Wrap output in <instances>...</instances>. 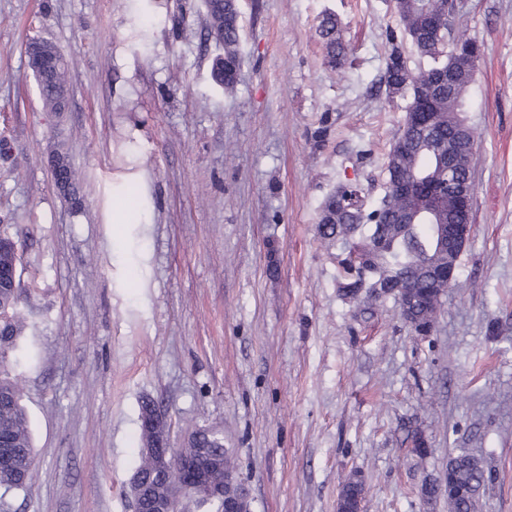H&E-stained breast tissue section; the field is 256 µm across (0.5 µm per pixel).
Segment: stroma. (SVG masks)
I'll use <instances>...</instances> for the list:
<instances>
[{"instance_id": "1", "label": "stroma", "mask_w": 512, "mask_h": 512, "mask_svg": "<svg viewBox=\"0 0 512 512\" xmlns=\"http://www.w3.org/2000/svg\"><path fill=\"white\" fill-rule=\"evenodd\" d=\"M339 23L336 67L319 35ZM0 0V224L23 254V385L35 454L8 512H134L140 406L172 448L224 432L250 512H448V460L490 474L477 512H512V0H458L455 33L483 47L465 114L477 138L471 234L428 335L392 298L339 287L322 245L337 185L385 194L409 96H388L403 35L393 0H240L235 94L212 79L224 46L204 0ZM34 37L70 63V109L45 111ZM65 141L81 208L49 164ZM137 212L114 224L127 188ZM427 441L415 451L412 438ZM439 493L426 498L424 482ZM320 34L324 40L329 62L342 65L347 58V47L342 40L336 18L331 15L324 16L320 23ZM363 482L357 477L349 478L340 490L338 507L339 512H358L363 501Z\"/></svg>"}]
</instances>
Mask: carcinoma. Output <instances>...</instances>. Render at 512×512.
Masks as SVG:
<instances>
[{"mask_svg":"<svg viewBox=\"0 0 512 512\" xmlns=\"http://www.w3.org/2000/svg\"><path fill=\"white\" fill-rule=\"evenodd\" d=\"M207 29L223 36L224 60L235 63L241 60L238 53V14L224 0H205ZM439 8V0H394V9L404 35L416 52L429 60L426 68L416 73L409 71L398 47L389 54L383 77L386 92L390 96L411 90V101L406 112L419 110L420 102H429L428 111L437 113L431 135L401 144L403 136L395 134L386 156L389 178L424 175L441 180L440 156L436 148L447 153L455 144L465 124L462 117L465 94L475 82L476 73L460 70L454 63V54L469 47L482 53L481 45L473 40L456 43L453 29L446 30L448 54L437 49L435 34L427 30L426 15ZM320 34L324 40L329 62L341 65L347 58L336 18L323 17ZM67 69L55 73L46 83L37 82L44 108L49 112L60 111L59 100L67 87ZM69 194L74 205L80 204L77 197V174L65 152L56 153ZM448 195L442 201L440 219L446 223H470L472 204L450 195L452 189L445 188ZM339 195H331L322 207L324 217L317 226L319 238L329 247L347 253L361 252V261L348 257L341 262L343 295L353 288H365L369 296L380 299L386 295L382 287L403 277L411 285V292L418 297L412 312V328L420 333L431 329L442 305V296L448 291L446 283L440 281V271L450 262H459L462 245L437 252L434 247V228L431 224H416L407 215L404 223H398V207L388 196H383L375 206L367 204L361 190L353 184L337 187ZM20 296L10 290L0 291V361L18 349V341L24 329L19 309ZM155 405L147 400L141 405L140 462L135 475L149 487L156 481L154 458L145 452L147 448L168 444L162 422L153 419ZM0 434L7 439L13 468L4 475L0 473V499L12 491H23L33 471L34 455L31 434L24 406L22 385L19 378L0 375ZM207 448L214 455L224 456V466L209 471L211 483L224 488V494L235 495L238 485L229 479L234 473L233 463L225 454L224 437L215 433L203 434L189 442L188 447L178 452L180 456L200 455ZM487 481V474L480 458L463 449L448 461V506L449 512H476L477 493ZM363 482L357 477L349 478L340 490L339 512H358L363 501Z\"/></svg>","mask_w":512,"mask_h":512,"instance_id":"cac0c4a2","label":"carcinoma"}]
</instances>
